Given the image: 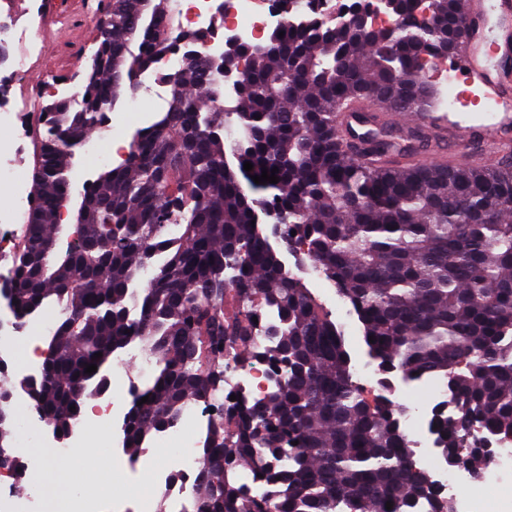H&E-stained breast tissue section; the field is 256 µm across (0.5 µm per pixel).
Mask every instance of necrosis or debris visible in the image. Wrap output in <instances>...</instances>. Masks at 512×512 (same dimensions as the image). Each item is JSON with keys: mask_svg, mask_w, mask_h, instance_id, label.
Wrapping results in <instances>:
<instances>
[{"mask_svg": "<svg viewBox=\"0 0 512 512\" xmlns=\"http://www.w3.org/2000/svg\"><path fill=\"white\" fill-rule=\"evenodd\" d=\"M175 13L183 28L207 31L216 16H223L225 34L244 45L263 42L267 33L286 26L292 19L312 13L325 16L335 14L340 0H300L293 14L281 11L277 0H174ZM20 17L11 0H0V87L8 88L25 76L30 53L38 49L37 41H29L24 53L13 52L20 37ZM23 179L14 163L0 162V187L13 190L16 203L13 211L0 219V243L11 240L23 223L30 207V198L23 190ZM55 317L38 314L17 326L12 311L0 299V358L11 360L12 345L19 332H26L29 341L50 335ZM275 382V371L270 364L258 360L224 362V389L222 398L242 393L252 398L263 397ZM428 398L414 402L404 389H395L391 399L402 410L403 430L415 447L414 468L428 480L442 488L449 499L459 505L461 512H496V502L505 485V475L512 473V441L497 442L496 452L481 478L469 472L448 469L438 452L437 436L432 417L437 408L449 407L450 397L443 382L428 380L424 384ZM212 415L203 406H189L181 421L161 432L160 441L175 450V457L166 464H152L151 449H141L136 460H129L125 449L112 451V469L125 473L132 463L151 464L152 478L149 491L161 496L170 506L169 512H189L191 489L200 459L199 432L205 430ZM9 512H41L42 494L35 485L33 468H26L23 476H12L10 482L0 481V506Z\"/></svg>", "mask_w": 512, "mask_h": 512, "instance_id": "4bbe7bcc", "label": "necrosis or debris"}]
</instances>
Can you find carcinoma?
Segmentation results:
<instances>
[{
	"label": "carcinoma",
	"instance_id": "cac0c4a2",
	"mask_svg": "<svg viewBox=\"0 0 512 512\" xmlns=\"http://www.w3.org/2000/svg\"><path fill=\"white\" fill-rule=\"evenodd\" d=\"M419 2L394 0L408 23L395 41L381 31L340 37L316 14L240 46L241 88L226 105L203 52L207 33L174 31L170 0H109L80 106L57 101L44 112V143L56 149L41 154L10 268L17 317L57 315L44 373L23 386L40 416L75 427L84 403L108 389L115 353L139 340L156 369L126 413L134 454L189 404L212 409L224 357L264 359L274 389L215 408L195 512H421L423 502L454 512L413 469L400 411L363 397L343 333L282 257L306 255L340 287L380 373L446 382L454 414L439 409L434 419L442 455L480 477L490 457L477 434L512 439V163L388 165L381 159L413 156L431 135L372 115L351 150L336 131L346 103L405 80L414 82L409 97L384 111H433L430 80L418 81L415 67L455 51L468 0H427L422 40ZM178 47L165 116L139 131L125 163L102 171L76 227L88 245L60 248L75 150L105 130L135 72ZM274 168L276 184L251 179ZM267 222L279 224V241L261 228ZM255 316L270 321L261 347ZM0 414V466L21 469L10 454V404ZM240 467L272 494L250 495Z\"/></svg>",
	"mask_w": 512,
	"mask_h": 512
}]
</instances>
